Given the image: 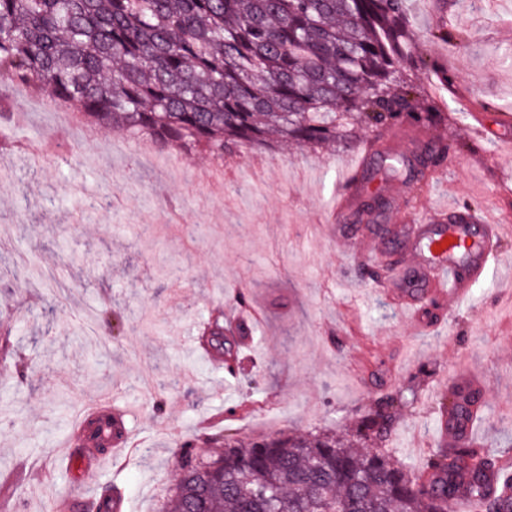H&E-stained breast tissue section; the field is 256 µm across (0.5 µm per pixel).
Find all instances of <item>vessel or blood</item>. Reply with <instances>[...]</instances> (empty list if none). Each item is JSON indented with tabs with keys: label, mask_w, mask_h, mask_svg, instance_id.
<instances>
[{
	"label": "vessel or blood",
	"mask_w": 512,
	"mask_h": 512,
	"mask_svg": "<svg viewBox=\"0 0 512 512\" xmlns=\"http://www.w3.org/2000/svg\"><path fill=\"white\" fill-rule=\"evenodd\" d=\"M398 231L409 245V260L392 279L390 292L407 307L416 306L421 294L439 304L464 301L473 284L497 260L499 232L495 225L477 217L452 224H403ZM452 388L464 401L462 415L440 418V442L451 448L474 441L479 398L485 393L483 383L466 372L454 375ZM130 416L127 407L113 406L112 419L119 429L112 437L115 451H123L127 445Z\"/></svg>",
	"instance_id": "1"
}]
</instances>
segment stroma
<instances>
[{"label":"stroma","instance_id":"1","mask_svg":"<svg viewBox=\"0 0 512 512\" xmlns=\"http://www.w3.org/2000/svg\"><path fill=\"white\" fill-rule=\"evenodd\" d=\"M468 35L443 43L433 0L412 21L421 51L455 84L439 95L448 122L396 125L386 153L398 172L352 180L365 135L314 149L243 147L214 176L207 154H160L124 130L88 127L30 88L0 81V507L47 512L74 498L81 512L112 489L123 512H165L179 474L177 448L214 451L212 433L243 442L262 435L325 431L344 436L361 413L396 396L391 446L421 467L439 435L448 383L481 373L480 443L512 462V0H448ZM454 145L453 163L416 190L407 169L418 142ZM349 203L343 227L328 215ZM468 204L500 225V256L467 303L434 323L407 312L374 280L394 275L405 245L383 254L354 242L360 225L428 224ZM249 294L258 320L238 349L235 374L205 354L198 325ZM102 395L137 407L125 452L80 473L76 425Z\"/></svg>","mask_w":512,"mask_h":512}]
</instances>
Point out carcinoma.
I'll list each match as a JSON object with an SVG mask.
<instances>
[{
	"label": "carcinoma",
	"instance_id": "cac0c4a2",
	"mask_svg": "<svg viewBox=\"0 0 512 512\" xmlns=\"http://www.w3.org/2000/svg\"><path fill=\"white\" fill-rule=\"evenodd\" d=\"M431 69L409 0H0V76L117 125L163 152L213 160L281 140L318 147L351 138L358 120L376 139L404 119L448 123L417 84ZM448 146H424L427 165ZM205 335L233 356L221 318ZM394 400L365 411L356 438L333 433L229 437L215 454H181L169 512H512V467L493 448L431 451L411 469L387 447Z\"/></svg>",
	"mask_w": 512,
	"mask_h": 512
}]
</instances>
